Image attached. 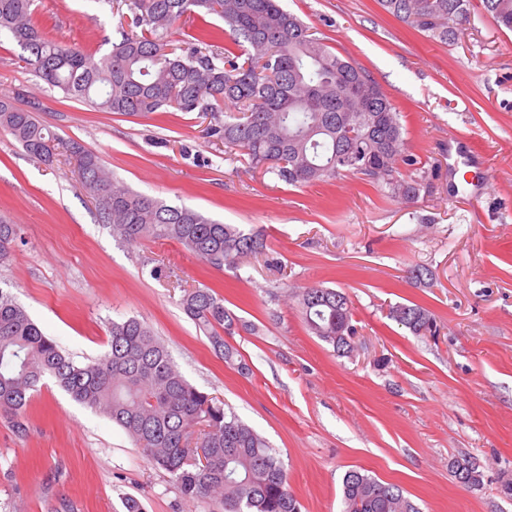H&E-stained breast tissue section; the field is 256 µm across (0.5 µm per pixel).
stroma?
Masks as SVG:
<instances>
[{
    "label": "stroma",
    "mask_w": 512,
    "mask_h": 512,
    "mask_svg": "<svg viewBox=\"0 0 512 512\" xmlns=\"http://www.w3.org/2000/svg\"><path fill=\"white\" fill-rule=\"evenodd\" d=\"M282 5L400 112L417 160L403 175L422 183L418 199L390 197L359 175L288 185L226 154L195 112L98 111L38 82L1 32L0 96L95 152L133 190L262 229L267 252L234 272L174 241L123 243L100 222L73 162H39L0 130V214L22 237L0 280L81 362L107 350L110 322L147 323L193 386L267 438L301 512H343L352 468L399 485L421 512H512V32L478 7L447 45L378 0ZM34 18L48 36L99 55L120 21L110 0H35ZM452 135L487 159L480 201L451 192ZM416 266L431 279L408 280ZM316 284L352 301L349 355L302 320L294 293ZM204 286L246 323L225 338L234 362L180 306L184 290ZM409 302L434 315L435 334L389 318L390 306ZM464 455L478 463L480 486L452 476ZM129 496L144 512H208L106 415L54 383L33 399L24 432L0 413V512H124Z\"/></svg>",
    "instance_id": "1"
}]
</instances>
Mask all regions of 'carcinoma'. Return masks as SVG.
Segmentation results:
<instances>
[{"instance_id":"obj_1","label":"carcinoma","mask_w":512,"mask_h":512,"mask_svg":"<svg viewBox=\"0 0 512 512\" xmlns=\"http://www.w3.org/2000/svg\"><path fill=\"white\" fill-rule=\"evenodd\" d=\"M35 0H0V30L8 32L35 77L92 107L139 117L151 112L210 115L207 134L224 151L248 158L254 169L293 186L362 175L405 200L419 197L422 183L398 177L412 167L395 106L369 75L334 53L279 0H112L119 37L96 56L53 41L35 25ZM388 13L444 44L458 40L472 0H379ZM497 26L512 31V0H481ZM191 14L224 26L208 30L177 53L173 35ZM0 128L32 156L48 164L73 157L81 188L98 203L112 235L125 243L170 240L222 269L238 270L267 243L259 231L216 222L188 207H174L131 190L113 178L100 158L76 141L65 142L35 113L0 99ZM20 227L0 216V267L10 264ZM308 329L334 351L348 353L354 335L349 296L314 285L297 294ZM181 305L222 358L238 319L208 287L185 291ZM390 317L420 336L434 317L423 306L399 304ZM109 350L76 362L47 338L13 294L0 286V412L17 432L46 377L76 401L107 415L146 461L171 475L183 496L213 504L210 512H300L288 473L275 449L253 427L209 394L191 385L172 355L143 321L111 323ZM204 454L206 463L199 461ZM464 487L481 485L471 457ZM343 512H420L404 490L358 469L342 480Z\"/></svg>"}]
</instances>
